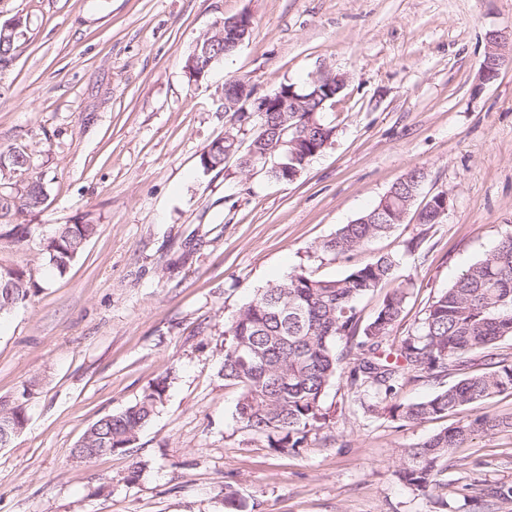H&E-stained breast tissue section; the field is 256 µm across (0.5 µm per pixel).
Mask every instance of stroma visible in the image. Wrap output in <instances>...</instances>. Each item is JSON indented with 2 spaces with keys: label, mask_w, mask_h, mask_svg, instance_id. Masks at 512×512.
I'll return each mask as SVG.
<instances>
[{
  "label": "stroma",
  "mask_w": 512,
  "mask_h": 512,
  "mask_svg": "<svg viewBox=\"0 0 512 512\" xmlns=\"http://www.w3.org/2000/svg\"><path fill=\"white\" fill-rule=\"evenodd\" d=\"M243 13L249 38L189 81L197 41ZM17 17L0 148L32 153L47 200L25 217L36 228L25 247L0 241V265L44 266L56 225L98 232L65 275L0 316V400L34 392L25 430L0 448V512H224L228 485L255 512H436L394 472L403 448L456 416L366 414L340 373L325 397L331 428L275 454L236 418L224 325L296 271L338 278L395 253L398 279L412 282L399 339L512 234V63L479 78L487 32L512 41V0H0V25ZM323 69L348 77L326 110L336 132L293 181L233 159L203 171L202 152L233 122L225 79L267 93ZM415 168L424 179L401 224L349 257L321 251ZM440 193L447 213L419 223ZM165 372L166 399L133 455L72 456L90 425ZM136 458L147 467L132 482ZM448 482L453 512L471 495L499 512L512 431L457 449Z\"/></svg>",
  "instance_id": "1"
}]
</instances>
